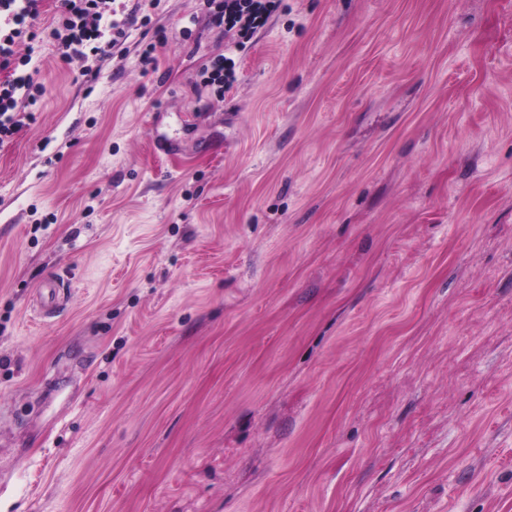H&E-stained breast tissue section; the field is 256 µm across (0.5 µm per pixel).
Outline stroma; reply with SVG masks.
Listing matches in <instances>:
<instances>
[{
    "label": "stroma",
    "instance_id": "obj_1",
    "mask_svg": "<svg viewBox=\"0 0 512 512\" xmlns=\"http://www.w3.org/2000/svg\"><path fill=\"white\" fill-rule=\"evenodd\" d=\"M112 8L18 46L0 512H512V0H278L222 94L209 0ZM58 25L51 35L58 43L61 57L70 65L76 66L82 76H96L99 67L93 70L87 63L89 54L99 59L109 55L112 44L125 36L118 30L115 38L102 41L105 33L101 30L104 5L109 0H61ZM88 50V52H87ZM204 81L207 85H216L220 92L224 93V89H229L235 78V63L232 59L224 55L218 57L210 67L204 69Z\"/></svg>",
    "mask_w": 512,
    "mask_h": 512
}]
</instances>
